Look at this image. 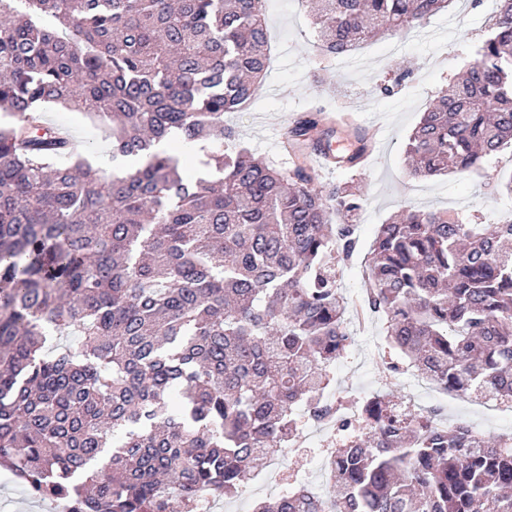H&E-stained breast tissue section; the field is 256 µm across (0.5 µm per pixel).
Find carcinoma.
Listing matches in <instances>:
<instances>
[{"instance_id": "cac0c4a2", "label": "carcinoma", "mask_w": 512, "mask_h": 512, "mask_svg": "<svg viewBox=\"0 0 512 512\" xmlns=\"http://www.w3.org/2000/svg\"><path fill=\"white\" fill-rule=\"evenodd\" d=\"M0 0V466L70 512H197L236 496L306 423L347 432L323 496L253 512H512V436L438 424L384 394L353 424L325 399L349 347L339 267L357 250L353 182L314 188L242 145L224 114L262 91L264 0ZM451 0H315L329 56L398 36ZM407 138L411 173L475 172L512 147V0ZM105 120L106 174L44 119ZM359 172L372 143L297 115L288 145ZM219 147L202 175L160 142ZM366 307L436 386L512 402V222L409 207L380 226ZM75 335L79 347L60 343Z\"/></svg>"}]
</instances>
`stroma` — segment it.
Returning <instances> with one entry per match:
<instances>
[{
  "label": "stroma",
  "mask_w": 512,
  "mask_h": 512,
  "mask_svg": "<svg viewBox=\"0 0 512 512\" xmlns=\"http://www.w3.org/2000/svg\"><path fill=\"white\" fill-rule=\"evenodd\" d=\"M494 3L453 0L448 10L427 17L403 35L370 41L350 55L334 58L320 54L313 38L310 0H265L270 39L265 86L245 111L225 115V123L235 126L254 153L283 167L291 159L281 153L279 140L296 114L311 104L351 115L359 127L378 132L371 160L354 180L362 208L353 219L358 254L341 273L348 301L359 299L366 287L369 252L380 225L406 207L446 209L478 217L484 224L497 223L499 215L512 212V197L496 189L500 178L512 172V148L493 156L481 172L431 178L413 176L403 154V145L423 112L474 61L485 32L484 8ZM387 84L395 88L388 97L380 92ZM45 119L80 141L85 159L94 167L117 171L103 123L55 108L46 111ZM382 327V321L373 318L354 330L350 346L336 362L328 388L331 397L359 390L380 392L413 403L418 412L442 403L448 420H467L493 437L512 434V406L496 409L474 398L437 393L412 401L404 372L388 368ZM335 444L333 430L322 428L311 439L283 451L281 466H266L262 474L292 485L316 463L328 462Z\"/></svg>",
  "instance_id": "1"
}]
</instances>
